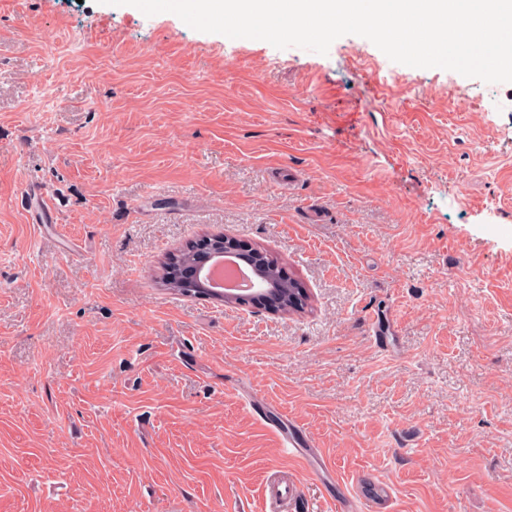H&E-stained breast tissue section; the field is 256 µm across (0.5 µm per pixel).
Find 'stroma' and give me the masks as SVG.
<instances>
[{
  "label": "stroma",
  "instance_id": "1",
  "mask_svg": "<svg viewBox=\"0 0 512 512\" xmlns=\"http://www.w3.org/2000/svg\"><path fill=\"white\" fill-rule=\"evenodd\" d=\"M217 232L306 312L163 290ZM280 470L512 512V83L0 0V512H265ZM190 243L177 254L171 255L163 263L159 277L161 286L170 292L182 294V289L177 286V275L182 270L195 262V253ZM262 266L265 268L269 277L277 281L282 287L281 289L283 309L281 310V313L288 315L302 312L305 306H302L301 308H296L293 306L291 298L296 288H291L289 281H285L282 278V271L280 269L278 260L272 256L271 259L266 257V263L263 264Z\"/></svg>",
  "mask_w": 512,
  "mask_h": 512
}]
</instances>
